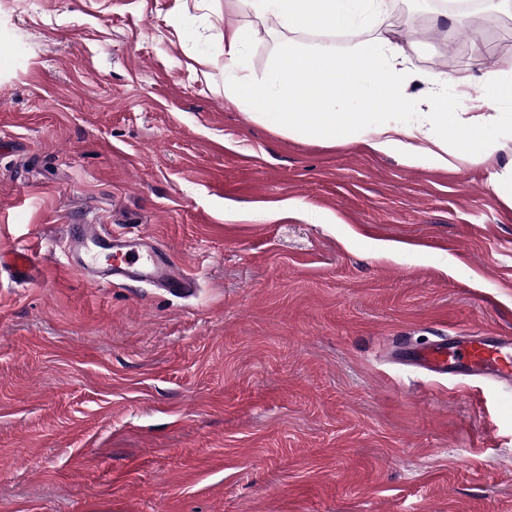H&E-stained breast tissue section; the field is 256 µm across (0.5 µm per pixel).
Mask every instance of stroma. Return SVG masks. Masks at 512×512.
Segmentation results:
<instances>
[{"instance_id":"stroma-1","label":"stroma","mask_w":512,"mask_h":512,"mask_svg":"<svg viewBox=\"0 0 512 512\" xmlns=\"http://www.w3.org/2000/svg\"><path fill=\"white\" fill-rule=\"evenodd\" d=\"M392 4L355 36L246 0H0V249L42 269L0 282V512H512V395L389 355L512 336L487 164L291 139L224 98L229 25L256 81L290 40L387 38L443 78L512 58L510 15ZM78 220L154 239L196 295L65 268ZM3 273L15 283L37 280L40 277L41 269L36 250L31 246L13 248L6 260H4L3 252H1L0 276Z\"/></svg>"}]
</instances>
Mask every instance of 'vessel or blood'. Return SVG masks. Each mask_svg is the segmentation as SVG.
<instances>
[{
    "label": "vessel or blood",
    "mask_w": 512,
    "mask_h": 512,
    "mask_svg": "<svg viewBox=\"0 0 512 512\" xmlns=\"http://www.w3.org/2000/svg\"><path fill=\"white\" fill-rule=\"evenodd\" d=\"M70 236L87 255L79 270L95 283L148 281L178 297L192 295L199 286L197 276L144 238L122 237L93 223L71 225ZM0 274L15 283L37 280L41 269L36 250L28 246L12 249L8 258L0 257ZM401 357L407 365L436 374L512 382V336L477 331L444 337L422 351L402 350Z\"/></svg>",
    "instance_id": "vessel-or-blood-1"
}]
</instances>
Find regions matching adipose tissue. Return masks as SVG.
Masks as SVG:
<instances>
[{
	"label": "adipose tissue",
	"mask_w": 512,
	"mask_h": 512,
	"mask_svg": "<svg viewBox=\"0 0 512 512\" xmlns=\"http://www.w3.org/2000/svg\"><path fill=\"white\" fill-rule=\"evenodd\" d=\"M254 13L276 29L315 32H360L364 23L383 27V0H248ZM255 29L224 30V98L249 110L266 128L295 140L330 146L363 142L370 150L396 154L406 163L421 159L438 168L475 158L488 163V183L512 208V163L494 165L501 139L512 138V61L489 72L485 80L459 73L447 83L431 81L427 111L412 124L381 118L405 88L422 82L406 72L404 47L385 40H362L352 52L305 50L287 44L268 79L256 83L246 76L247 50ZM476 95L483 111L448 112V89Z\"/></svg>",
	"instance_id": "1"
}]
</instances>
